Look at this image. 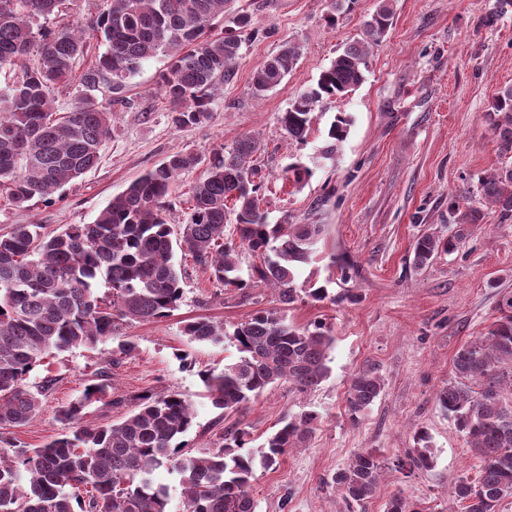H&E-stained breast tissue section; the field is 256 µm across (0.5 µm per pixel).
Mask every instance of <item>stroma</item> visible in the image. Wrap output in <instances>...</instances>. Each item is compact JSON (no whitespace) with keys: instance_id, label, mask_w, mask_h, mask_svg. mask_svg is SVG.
I'll return each instance as SVG.
<instances>
[{"instance_id":"1","label":"stroma","mask_w":512,"mask_h":512,"mask_svg":"<svg viewBox=\"0 0 512 512\" xmlns=\"http://www.w3.org/2000/svg\"><path fill=\"white\" fill-rule=\"evenodd\" d=\"M494 2L393 0V25L373 46L364 82L317 107L302 143L283 133L282 112L345 45L362 40L378 0H356L333 24L326 21L333 0H230L223 29L243 10L257 36L243 44L211 118L198 125L171 121L159 91L167 57L143 63L125 90L128 106L112 108V136L99 164L52 201L35 198L17 207L0 200V230L41 224L58 233L93 223L112 197L171 154L190 150L206 159L242 136H256L261 206L271 221L323 227L316 256L297 285L324 287L328 296L303 298L287 317L297 326L322 321L331 329L329 375L304 391L276 384L239 413L220 417L200 374L222 370L237 351L227 342L190 341L184 327L206 317L232 330L257 310L276 307L278 295L263 284L244 292L223 287L186 259L179 309L166 318L123 323L119 334L134 343L132 354L115 356L109 341L47 357L31 373L34 382L47 375L60 381L34 419L12 429L11 440L35 448L59 436V409L103 369L108 394L86 408L85 424L120 422L143 392L177 391L196 410L186 436L196 452L215 447L231 426L248 431L253 448H260L283 420L315 412L316 430L306 447L288 449L275 468L256 469L257 512H385L396 494L422 512H463L448 487L458 477L475 476L478 460L439 409L436 394L448 381L456 350L481 335L498 316L502 296L512 294V219L484 208L461 251L425 269L416 268L412 257L423 232L453 230L452 196L477 199L479 178L508 163L496 151L487 111L497 91L512 85V6L488 26L484 18ZM288 42L301 48L298 64L275 90L255 98L253 70ZM341 112L351 126L335 156L320 161L304 186L284 181L290 159L318 155ZM183 352L191 354L194 367L180 362ZM367 364L378 367L384 388L353 422L343 413L345 392ZM420 429L429 435L433 466L398 468ZM368 448L383 462L379 486L366 501L346 502L332 478L354 452Z\"/></svg>"}]
</instances>
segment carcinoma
Here are the masks:
<instances>
[{
  "instance_id": "obj_1",
  "label": "carcinoma",
  "mask_w": 512,
  "mask_h": 512,
  "mask_svg": "<svg viewBox=\"0 0 512 512\" xmlns=\"http://www.w3.org/2000/svg\"><path fill=\"white\" fill-rule=\"evenodd\" d=\"M62 0H0V71H15L0 90V197L21 206L39 197L52 200L66 184L95 167L112 134L110 104H125L128 80L158 54L170 56L159 89L177 126L198 125L211 116L215 91L231 75L242 44L254 37L251 16L238 15L235 28L214 32L228 0H104L92 31L104 50L79 75V94L65 112L57 111L55 89L70 81L84 58L85 29L50 28L40 20L58 11ZM392 0H379L367 23L366 38L347 45L321 69L315 86L299 94L282 113L288 139L303 142L321 103L358 87L368 69L370 47L392 26ZM300 47L288 43L253 71L252 93L264 97L297 65ZM499 153L512 156V86L500 90L489 109ZM351 119L336 115L327 131L322 158L334 156L347 137ZM253 136L205 160L186 151L133 180L91 224H71L48 235L38 224H14L0 234V512H168L167 487L156 485L159 468L178 473L186 512H256L252 480L256 467L279 465L290 448L305 445L317 415L303 412L268 436L261 448H248L249 433L228 427L222 444L197 455L185 451L183 437L193 426L190 400L177 391L147 394L122 422L88 426L81 422L90 404L103 400L108 384L85 386L61 407L65 432L39 448L7 439L4 431L28 424L41 397L59 382L29 378L43 360L79 347L119 337L122 322L165 318L183 298L182 271L175 253L192 257L199 268L226 288L256 283L278 292L279 308L259 310L226 332L206 318L184 327L195 342L229 340L239 357L216 372L201 373L207 396L220 416L240 411L269 387L289 382L304 390L326 378L335 338L323 324L298 327L286 307L300 298L301 268L316 252L319 224H273L260 206L262 183L252 157L260 150ZM206 165L191 188L185 220L165 219L168 198L184 171ZM313 168L294 162L284 177L307 183ZM482 202L512 218V167L479 179ZM456 232L421 234L413 263L423 269L442 255L459 251L468 225L482 210L452 197ZM236 237H226L228 224ZM255 259L248 278L240 275L239 249ZM108 291L97 292L99 281ZM486 331L464 343L452 358L448 383L437 393L440 409L480 458L473 478L451 483V494L465 512H497L512 496V295ZM383 379L370 364L351 378L345 413L355 422L380 396ZM415 448L399 466L429 469L434 459L426 431L414 435ZM381 465L375 451L355 452L333 476L347 500L361 502L378 485ZM385 512H419L399 494Z\"/></svg>"
}]
</instances>
